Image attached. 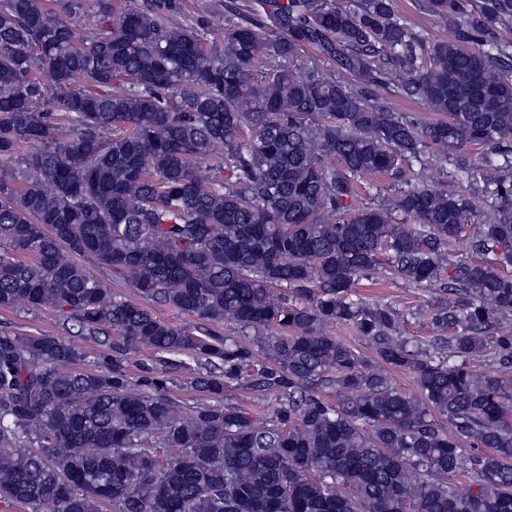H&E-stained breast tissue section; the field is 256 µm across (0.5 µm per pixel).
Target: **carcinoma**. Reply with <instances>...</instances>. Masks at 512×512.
<instances>
[{
	"label": "carcinoma",
	"mask_w": 512,
	"mask_h": 512,
	"mask_svg": "<svg viewBox=\"0 0 512 512\" xmlns=\"http://www.w3.org/2000/svg\"><path fill=\"white\" fill-rule=\"evenodd\" d=\"M59 5L0 0V309L115 339L84 370L71 341L0 332V503L512 512V0H417L439 39L394 0H225L219 44L206 19L177 21L184 0ZM371 174L393 195L362 197ZM466 233L475 261L452 256ZM383 254L440 286L443 335L402 336L401 312L357 294ZM85 260L195 322L114 295ZM141 347L155 365L134 376ZM176 369L193 371L189 407ZM230 389L274 395L272 416L223 403ZM329 333L333 336H337L343 341L352 344L358 348L364 356L372 362H378V358L373 348L360 336L357 335L356 331L350 326L346 325H334L329 327ZM169 376L171 378L170 388L173 395L185 405H193L195 403V394L189 384L191 375L184 370H172Z\"/></svg>",
	"instance_id": "obj_1"
}]
</instances>
